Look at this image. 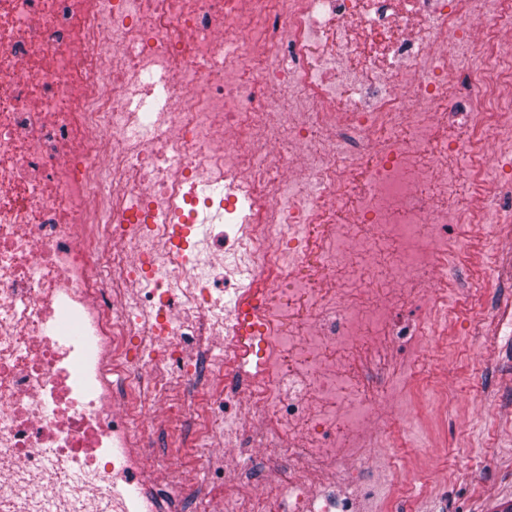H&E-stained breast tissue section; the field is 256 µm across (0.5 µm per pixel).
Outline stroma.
Returning <instances> with one entry per match:
<instances>
[{
  "label": "stroma",
  "mask_w": 512,
  "mask_h": 512,
  "mask_svg": "<svg viewBox=\"0 0 512 512\" xmlns=\"http://www.w3.org/2000/svg\"><path fill=\"white\" fill-rule=\"evenodd\" d=\"M476 275L448 274V329L391 408L394 426L414 420L420 435L377 449L359 512H512V335L478 333L512 288L492 282L462 300L460 285ZM387 457L404 464L401 484L380 466Z\"/></svg>",
  "instance_id": "obj_1"
}]
</instances>
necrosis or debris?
<instances>
[{
	"label": "necrosis or debris",
	"instance_id": "necrosis-or-debris-1",
	"mask_svg": "<svg viewBox=\"0 0 512 512\" xmlns=\"http://www.w3.org/2000/svg\"><path fill=\"white\" fill-rule=\"evenodd\" d=\"M478 2L0 0V512H353L449 267L512 271V0ZM205 367L203 447L277 499L143 452ZM469 160L465 156H459L448 167V182L456 185L455 196L450 201L452 206H462L470 199V185L467 181Z\"/></svg>",
	"mask_w": 512,
	"mask_h": 512
}]
</instances>
